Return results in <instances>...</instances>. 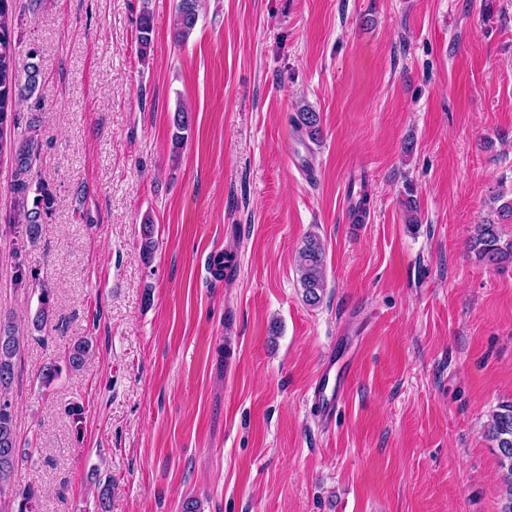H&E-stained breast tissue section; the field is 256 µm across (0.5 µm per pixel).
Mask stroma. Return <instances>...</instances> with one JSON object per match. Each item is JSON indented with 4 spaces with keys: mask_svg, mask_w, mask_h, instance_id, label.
<instances>
[{
    "mask_svg": "<svg viewBox=\"0 0 512 512\" xmlns=\"http://www.w3.org/2000/svg\"><path fill=\"white\" fill-rule=\"evenodd\" d=\"M201 4L180 43L176 0L13 2L40 48L39 97L20 107L40 119L32 176L54 196L24 245L0 157V316L23 337L13 491L39 512H98L105 478L109 512H500L485 422L512 401V264L485 268L469 242L490 196L512 197V0ZM303 107L320 141L291 123ZM312 234L316 308L295 265ZM217 254L233 269L214 279ZM81 336L94 355L73 370ZM344 352L327 427L309 394ZM296 266L304 302L311 307L318 306L327 285L325 248L319 238L314 235L307 237L298 252Z\"/></svg>",
    "mask_w": 512,
    "mask_h": 512,
    "instance_id": "35a3bbf8",
    "label": "stroma"
}]
</instances>
